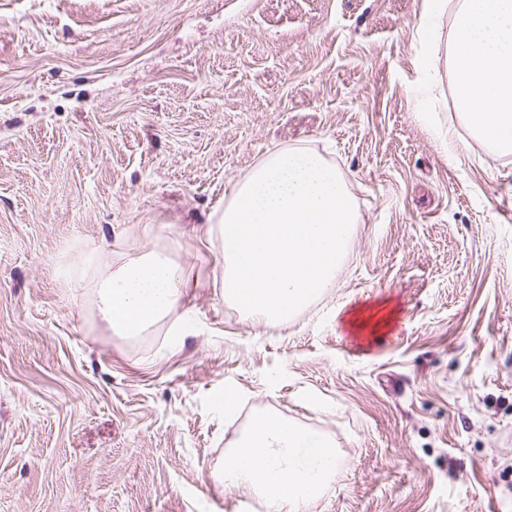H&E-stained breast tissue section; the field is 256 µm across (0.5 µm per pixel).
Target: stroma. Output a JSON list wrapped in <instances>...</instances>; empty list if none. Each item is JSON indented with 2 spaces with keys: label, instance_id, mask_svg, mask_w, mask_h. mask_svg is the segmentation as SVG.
<instances>
[{
  "label": "stroma",
  "instance_id": "stroma-1",
  "mask_svg": "<svg viewBox=\"0 0 512 512\" xmlns=\"http://www.w3.org/2000/svg\"><path fill=\"white\" fill-rule=\"evenodd\" d=\"M452 21L425 0H0V512H239L251 489L214 474L245 405L341 456L302 512H512V152L458 108ZM289 148L345 176L360 222L323 294L264 325L224 299L216 226ZM150 249L192 285L110 335L96 286ZM377 304L389 327L352 334Z\"/></svg>",
  "mask_w": 512,
  "mask_h": 512
}]
</instances>
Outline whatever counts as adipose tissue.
I'll list each match as a JSON object with an SVG mask.
<instances>
[{
    "label": "adipose tissue",
    "mask_w": 512,
    "mask_h": 512,
    "mask_svg": "<svg viewBox=\"0 0 512 512\" xmlns=\"http://www.w3.org/2000/svg\"><path fill=\"white\" fill-rule=\"evenodd\" d=\"M459 108L488 144L512 151V0H461L450 35ZM190 279L167 254L130 256L102 279L99 310L112 335L137 337L182 302ZM339 464L329 443L288 419L258 414L215 478L262 491L272 512H301Z\"/></svg>",
    "instance_id": "adipose-tissue-1"
}]
</instances>
